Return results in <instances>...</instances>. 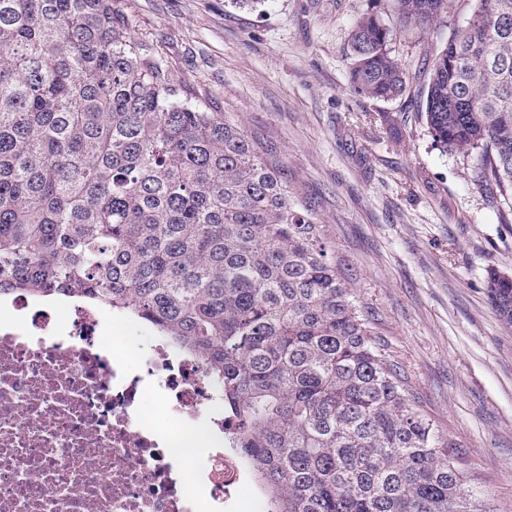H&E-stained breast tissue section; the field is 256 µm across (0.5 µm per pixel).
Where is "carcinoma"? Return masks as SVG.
Masks as SVG:
<instances>
[{
    "instance_id": "cac0c4a2",
    "label": "carcinoma",
    "mask_w": 512,
    "mask_h": 512,
    "mask_svg": "<svg viewBox=\"0 0 512 512\" xmlns=\"http://www.w3.org/2000/svg\"><path fill=\"white\" fill-rule=\"evenodd\" d=\"M116 0H0V298L130 315L195 355L238 421L230 448L270 512H497L468 488L361 305L355 277L273 147L191 102ZM428 33L450 0H393ZM375 13L349 89L410 75ZM433 142L512 214V0H475L420 92ZM512 327V276L487 271Z\"/></svg>"
}]
</instances>
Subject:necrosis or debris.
I'll return each instance as SVG.
<instances>
[{
  "mask_svg": "<svg viewBox=\"0 0 512 512\" xmlns=\"http://www.w3.org/2000/svg\"><path fill=\"white\" fill-rule=\"evenodd\" d=\"M19 294L0 303V512H204L247 476L213 451L188 484L172 450L185 433L224 435V405L195 359L164 338L119 353L98 309ZM167 421L145 415L147 391Z\"/></svg>",
  "mask_w": 512,
  "mask_h": 512,
  "instance_id": "4bbe7bcc",
  "label": "necrosis or debris"
}]
</instances>
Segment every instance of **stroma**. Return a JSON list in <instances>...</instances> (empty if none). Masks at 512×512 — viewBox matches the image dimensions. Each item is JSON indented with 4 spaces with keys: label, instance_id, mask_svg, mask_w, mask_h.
I'll list each match as a JSON object with an SVG mask.
<instances>
[{
    "label": "stroma",
    "instance_id": "obj_1",
    "mask_svg": "<svg viewBox=\"0 0 512 512\" xmlns=\"http://www.w3.org/2000/svg\"><path fill=\"white\" fill-rule=\"evenodd\" d=\"M117 19L201 104L274 147L357 275L364 307L420 405L459 445L468 484L512 512V328L486 293L512 275V224L469 161L436 149L419 116L429 48L465 25L453 0L434 34L396 25L391 0H117ZM376 12L394 26L407 92L348 88V34Z\"/></svg>",
    "mask_w": 512,
    "mask_h": 512
}]
</instances>
